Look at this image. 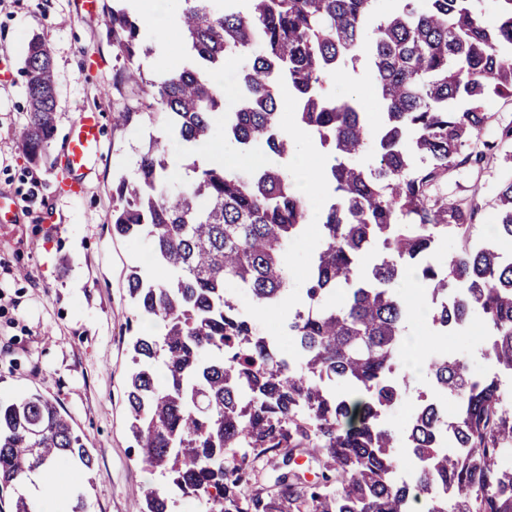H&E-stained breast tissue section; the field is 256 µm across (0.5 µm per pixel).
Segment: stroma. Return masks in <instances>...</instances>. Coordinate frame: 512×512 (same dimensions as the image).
Instances as JSON below:
<instances>
[{
	"label": "stroma",
	"mask_w": 512,
	"mask_h": 512,
	"mask_svg": "<svg viewBox=\"0 0 512 512\" xmlns=\"http://www.w3.org/2000/svg\"><path fill=\"white\" fill-rule=\"evenodd\" d=\"M112 0L87 10L81 0H0V400L40 393L69 414L95 457L82 484L91 512H141L145 496L163 477L140 461L130 433L126 380L131 356L133 308L127 290L131 266L147 251L112 233V181L131 174L146 131L162 133L161 116H142L138 87L116 85L118 68L105 16ZM163 52L144 58L147 77L178 69L191 59L178 28L171 27ZM49 47L56 78V133L48 153L29 162L15 138L24 122L26 87L21 73L32 37ZM356 99L372 124L384 106L370 91L366 68L337 74L329 86ZM127 106L138 112L128 130L112 116ZM105 116L94 173L60 180V154L77 113ZM512 175V141L500 144L481 168L448 175L449 198L476 196L481 209L472 229L486 238L495 222L496 194ZM481 321L460 337L444 339L470 368L492 375L482 348Z\"/></svg>",
	"instance_id": "obj_1"
}]
</instances>
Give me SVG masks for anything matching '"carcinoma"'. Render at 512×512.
<instances>
[{"instance_id": "carcinoma-1", "label": "carcinoma", "mask_w": 512, "mask_h": 512, "mask_svg": "<svg viewBox=\"0 0 512 512\" xmlns=\"http://www.w3.org/2000/svg\"><path fill=\"white\" fill-rule=\"evenodd\" d=\"M135 0H112L106 25L118 76L151 88L148 109L183 146L224 139L246 152L262 146L282 160L294 140L280 126L281 87L290 91L299 129L331 150L322 176L333 202L318 217L320 245L300 274L285 262L309 213L288 164L244 176L222 163L200 166L177 183L165 139L153 133L135 174L112 186V229L148 244L155 278L140 267L128 292L139 321L158 334L136 337L126 401L142 462L167 477L146 496L147 512H170L175 496L208 512H512V406L500 378L474 375L442 351L426 360L435 390L453 400L416 406L403 431L384 425L409 375L395 376L406 324L414 314L401 285L431 292L434 328L454 335L475 317L488 328L483 356L512 375V177L497 194L494 237L475 243L478 205L448 200L437 188L448 172L476 167L498 140L470 150L490 123V96L512 100V0H495L486 24L478 0H180V29L193 62L148 79L141 58L147 22ZM371 63L374 94L385 107L372 127L366 113L336 99V70ZM241 61L234 111L214 75ZM26 118L22 152L42 157L55 134L53 59L38 38L23 67ZM372 154L366 165L360 159ZM461 246L441 264L428 261L442 235ZM380 251L375 262L366 256ZM246 295L268 318L292 295L304 302L276 336L246 314ZM348 390L331 392L326 383ZM421 463L414 485L396 479L400 449ZM312 454L310 483L295 456ZM281 457L275 489L258 485L257 460ZM90 470L94 457L67 418L38 393L0 403V512H44L49 489L34 496L27 480L46 465ZM65 512H90L71 488Z\"/></svg>"}]
</instances>
